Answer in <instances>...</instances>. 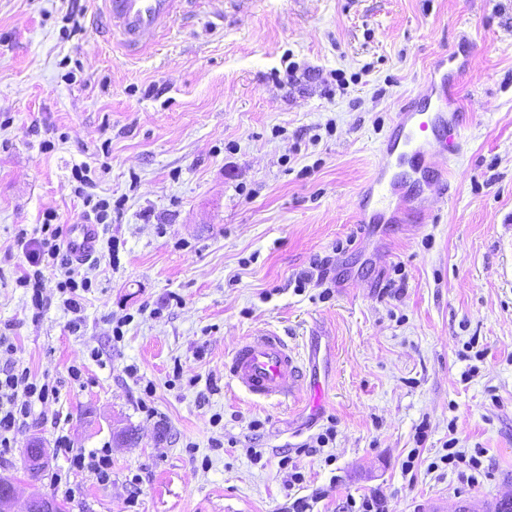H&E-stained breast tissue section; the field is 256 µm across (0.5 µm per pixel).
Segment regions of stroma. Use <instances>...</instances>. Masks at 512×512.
Returning <instances> with one entry per match:
<instances>
[{
	"instance_id": "stroma-1",
	"label": "stroma",
	"mask_w": 512,
	"mask_h": 512,
	"mask_svg": "<svg viewBox=\"0 0 512 512\" xmlns=\"http://www.w3.org/2000/svg\"><path fill=\"white\" fill-rule=\"evenodd\" d=\"M98 6L0 0V336L57 389L0 456L17 512L55 496L61 435L112 450L111 481L76 476L67 512H345L376 494L386 512H497L512 498V0H198L135 62L93 34ZM462 32L454 195L379 237L355 221L359 190ZM102 199L120 204L119 252L96 255L73 333L55 275L37 310L16 287V237L48 211L86 223ZM317 258L324 279L297 290ZM258 330L302 359L320 345L319 415L227 377ZM33 439L49 450L38 481ZM452 447L482 449L474 483L442 463Z\"/></svg>"
}]
</instances>
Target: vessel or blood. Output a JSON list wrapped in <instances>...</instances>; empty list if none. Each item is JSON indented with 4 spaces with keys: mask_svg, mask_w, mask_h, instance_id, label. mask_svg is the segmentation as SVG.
<instances>
[{
    "mask_svg": "<svg viewBox=\"0 0 512 512\" xmlns=\"http://www.w3.org/2000/svg\"><path fill=\"white\" fill-rule=\"evenodd\" d=\"M94 28L112 41L123 57L146 53L168 30L184 0H99ZM471 41L460 35L455 49L435 56L415 98L401 105L391 130L380 146L383 162L360 190V224H384L389 217L407 220L433 208L432 194H447L451 168H434L433 159L462 153V100L459 83L470 65ZM96 228L71 227L69 245L74 257L95 250ZM224 368L232 382L258 400L285 401L296 394L310 395L318 410L322 387L308 379L303 364L277 335L260 331L244 338Z\"/></svg>",
    "mask_w": 512,
    "mask_h": 512,
    "instance_id": "1",
    "label": "vessel or blood"
}]
</instances>
